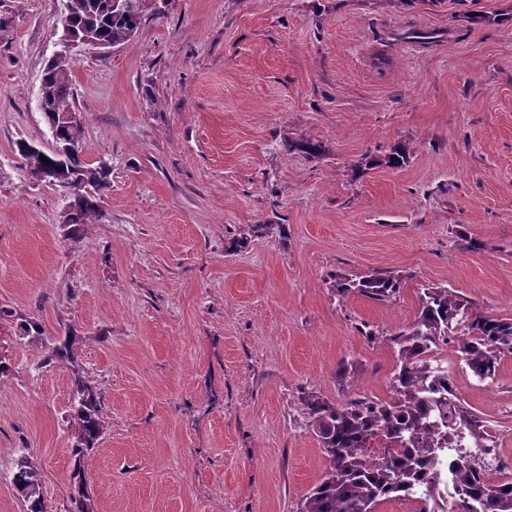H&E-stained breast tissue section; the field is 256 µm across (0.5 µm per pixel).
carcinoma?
Here are the masks:
<instances>
[{
  "mask_svg": "<svg viewBox=\"0 0 512 512\" xmlns=\"http://www.w3.org/2000/svg\"><path fill=\"white\" fill-rule=\"evenodd\" d=\"M110 2L67 0L72 38L92 46L125 44L144 17L158 11L159 0H120L115 10ZM72 63V53L63 51L52 56L43 69V111L55 120L75 111L69 78ZM82 128L80 122L59 123L57 144L65 149L41 151L45 161L28 156L30 142L15 141L19 155L47 169L53 179L84 183L82 195L62 213V223L78 228L94 223L111 184V170L105 164L93 166L81 157ZM334 288L341 295L355 290L377 301H389L399 292L400 280L380 274L358 281L338 276ZM450 337L456 342L457 356L475 376L492 378L501 355L512 353V320L475 312L445 287L428 288L420 297L414 322L389 336L390 343L398 347L391 399H372L353 391L337 404L315 391L303 393L308 422L328 464L298 512H379L382 504L400 499L417 484L424 487L436 512H512V480L492 483L485 479L474 454L487 447V424L465 406L447 368L434 356ZM443 388L448 397H432ZM71 404L78 426L71 448V500L74 512H88L81 464L99 441L103 425L95 391L78 374ZM375 443L382 446L376 460L370 457ZM446 448L455 449L448 476L454 478L457 496L448 507L440 495L436 469ZM11 482L26 512H45L38 474L26 455L15 460Z\"/></svg>",
  "mask_w": 512,
  "mask_h": 512,
  "instance_id": "obj_1",
  "label": "carcinoma"
}]
</instances>
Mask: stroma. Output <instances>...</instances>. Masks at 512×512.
Listing matches in <instances>:
<instances>
[{
  "instance_id": "obj_1",
  "label": "stroma",
  "mask_w": 512,
  "mask_h": 512,
  "mask_svg": "<svg viewBox=\"0 0 512 512\" xmlns=\"http://www.w3.org/2000/svg\"><path fill=\"white\" fill-rule=\"evenodd\" d=\"M62 10L0 0V512L25 510L22 454L72 512L78 371L103 420L90 512H297L326 468L303 392L389 398L388 338L424 289L512 320V0H165L77 52L82 157L112 179L78 231L13 150L52 145L36 99ZM305 139L321 153L288 149ZM373 274L396 298L333 288ZM451 374L512 458V354Z\"/></svg>"
}]
</instances>
